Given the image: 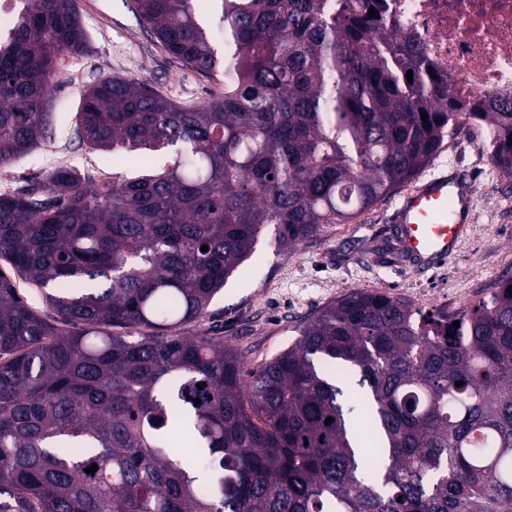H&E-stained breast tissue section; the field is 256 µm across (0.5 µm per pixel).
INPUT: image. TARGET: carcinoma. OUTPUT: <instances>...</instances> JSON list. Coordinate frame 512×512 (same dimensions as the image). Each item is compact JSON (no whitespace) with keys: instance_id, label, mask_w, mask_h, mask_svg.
I'll return each mask as SVG.
<instances>
[{"instance_id":"obj_1","label":"carcinoma","mask_w":512,"mask_h":512,"mask_svg":"<svg viewBox=\"0 0 512 512\" xmlns=\"http://www.w3.org/2000/svg\"><path fill=\"white\" fill-rule=\"evenodd\" d=\"M133 8L224 90L185 108L101 77L78 139L169 160L0 194V512H512L511 277L451 315L346 294L253 367L173 332L262 235L288 255L350 223L464 126L511 178L512 108L453 97L374 0ZM90 49L74 0H25L0 43L1 168L47 139L58 56Z\"/></svg>"}]
</instances>
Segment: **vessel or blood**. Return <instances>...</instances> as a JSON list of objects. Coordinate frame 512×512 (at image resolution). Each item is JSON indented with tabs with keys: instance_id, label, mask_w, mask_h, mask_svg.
I'll return each instance as SVG.
<instances>
[{
	"instance_id": "b4317fda",
	"label": "vessel or blood",
	"mask_w": 512,
	"mask_h": 512,
	"mask_svg": "<svg viewBox=\"0 0 512 512\" xmlns=\"http://www.w3.org/2000/svg\"><path fill=\"white\" fill-rule=\"evenodd\" d=\"M394 221L409 262L423 269L445 264L471 228V190L458 172L432 175L404 195Z\"/></svg>"
}]
</instances>
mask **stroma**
<instances>
[{
    "label": "stroma",
    "instance_id": "obj_1",
    "mask_svg": "<svg viewBox=\"0 0 512 512\" xmlns=\"http://www.w3.org/2000/svg\"><path fill=\"white\" fill-rule=\"evenodd\" d=\"M92 50L61 53L49 95L55 113L53 135L26 159L0 168V193L30 181H44L57 165L111 180L74 135L73 115L84 86L109 75L146 80L183 107L208 101L215 84L173 62L150 39L132 12V0H75ZM480 129L462 128L446 141L429 170L457 167L473 182L474 228L448 264L426 273L404 262L390 221L399 194L381 200L347 224L325 226L294 253H280L261 240L252 256L227 280L203 320L180 326L183 336L210 332L259 364L291 346L298 328L320 309L350 292L382 293L410 300L424 310L456 312L487 297L495 283L512 275V178L490 160H478ZM65 148L63 163L53 160Z\"/></svg>",
    "mask_w": 512,
    "mask_h": 512
}]
</instances>
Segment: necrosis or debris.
Instances as JSON below:
<instances>
[{
	"mask_svg": "<svg viewBox=\"0 0 512 512\" xmlns=\"http://www.w3.org/2000/svg\"><path fill=\"white\" fill-rule=\"evenodd\" d=\"M450 93L512 97V0H382Z\"/></svg>",
	"mask_w": 512,
	"mask_h": 512,
	"instance_id": "1",
	"label": "necrosis or debris"
}]
</instances>
